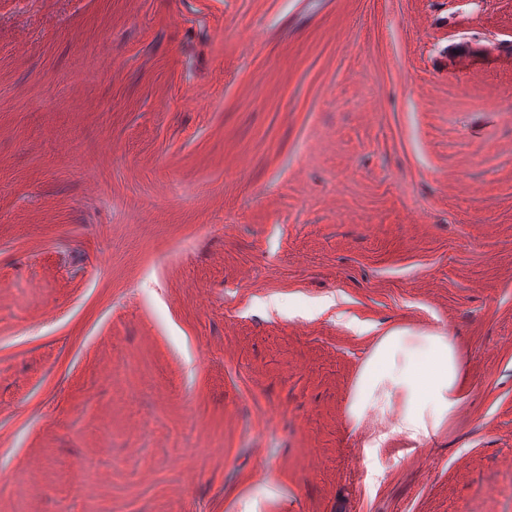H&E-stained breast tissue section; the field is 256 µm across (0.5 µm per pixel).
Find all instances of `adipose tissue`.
Instances as JSON below:
<instances>
[{
  "label": "adipose tissue",
  "instance_id": "1",
  "mask_svg": "<svg viewBox=\"0 0 512 512\" xmlns=\"http://www.w3.org/2000/svg\"><path fill=\"white\" fill-rule=\"evenodd\" d=\"M455 337L393 327L376 336L350 391L345 423L364 432L360 454L379 467L389 448H415L445 433L467 398Z\"/></svg>",
  "mask_w": 512,
  "mask_h": 512
}]
</instances>
